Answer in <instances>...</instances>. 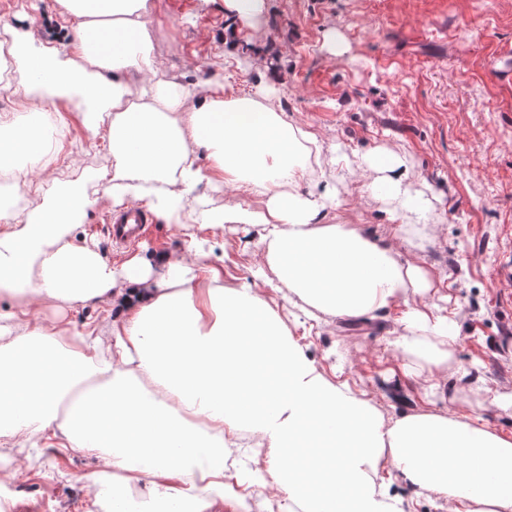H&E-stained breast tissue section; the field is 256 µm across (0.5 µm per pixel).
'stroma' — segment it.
Listing matches in <instances>:
<instances>
[{
  "label": "stroma",
  "mask_w": 512,
  "mask_h": 512,
  "mask_svg": "<svg viewBox=\"0 0 512 512\" xmlns=\"http://www.w3.org/2000/svg\"><path fill=\"white\" fill-rule=\"evenodd\" d=\"M154 53L168 77L191 86L220 80L239 92L270 84L288 116L315 132L325 157L303 188L340 186V204L328 224H359L383 241L396 228L414 239L402 260L425 267L440 284L418 306L446 295L461 318L448 367L438 371L454 402L440 407L477 415L493 429L512 433V407L490 404L461 371L488 379L512 395V0H266L263 37L243 30L239 48L224 43V0H151ZM26 32L35 42L67 51L76 32L59 0H0V35ZM343 45L328 49L330 35ZM261 52V67H247L244 48ZM58 139L59 165L73 176L112 165L107 144L88 138L71 117ZM378 149L402 151L430 207L423 223L401 225L387 204L361 191L365 177L331 155L361 156ZM99 242L113 269L130 257L184 252L182 230L150 218L138 244L114 246L101 207L89 209L72 240ZM245 225L197 232L204 263L225 282L253 278L259 256L243 248ZM287 288L273 292L288 324L316 366L334 382L365 393L392 417L423 402L408 377L409 359L397 348L396 309L353 322L309 319ZM101 470L91 453L52 446L47 436L23 435L0 447V492L12 512H110L94 492Z\"/></svg>",
  "instance_id": "stroma-1"
}]
</instances>
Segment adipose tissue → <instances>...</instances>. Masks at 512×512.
I'll return each mask as SVG.
<instances>
[{"mask_svg":"<svg viewBox=\"0 0 512 512\" xmlns=\"http://www.w3.org/2000/svg\"><path fill=\"white\" fill-rule=\"evenodd\" d=\"M78 33L68 53L18 34L11 47L32 105L65 97L114 158L95 172L112 202L145 201L181 223L190 191L224 184L236 198L202 225L255 228L264 266L315 311L343 320L401 308L398 348L423 371L447 365L459 336L455 313L410 303L435 282L401 262L357 224H324L337 192L301 188L303 156L322 144L290 121L272 93L236 94L224 83L186 89L169 79L152 48L148 0H63ZM265 0H224V42ZM196 96L198 105L186 109ZM207 154L199 166L198 151ZM48 148L35 126L0 115V171ZM366 192L395 204L405 223L425 213L395 151L357 159ZM42 204L0 211V439L60 433L95 454L114 479L175 512L217 492L224 512H244L239 488L276 491L304 512H404L390 480L431 489L448 512H512V434L481 417L431 405L385 418L377 404L327 379L256 284H225L186 254L134 257L114 272L96 241L70 240L93 202L65 169L52 173ZM94 305L111 315L104 349L67 328L39 323L32 302ZM263 459L229 464L243 447Z\"/></svg>","mask_w":512,"mask_h":512,"instance_id":"ef3b65f1","label":"adipose tissue"}]
</instances>
